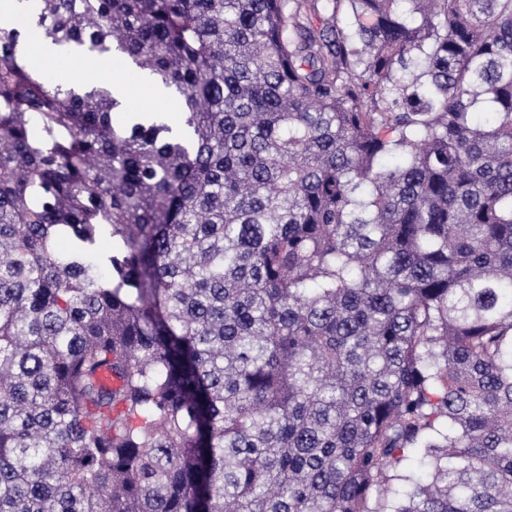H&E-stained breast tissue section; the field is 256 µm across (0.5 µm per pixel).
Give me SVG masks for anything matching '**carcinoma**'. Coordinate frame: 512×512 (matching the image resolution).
Segmentation results:
<instances>
[{
    "label": "carcinoma",
    "instance_id": "1",
    "mask_svg": "<svg viewBox=\"0 0 512 512\" xmlns=\"http://www.w3.org/2000/svg\"><path fill=\"white\" fill-rule=\"evenodd\" d=\"M17 3L0 512H512V0Z\"/></svg>",
    "mask_w": 512,
    "mask_h": 512
}]
</instances>
